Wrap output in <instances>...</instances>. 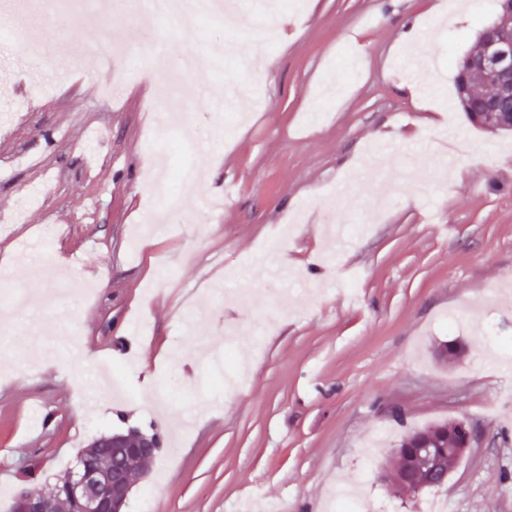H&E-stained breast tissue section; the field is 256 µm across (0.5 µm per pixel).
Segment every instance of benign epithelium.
Here are the masks:
<instances>
[{
    "instance_id": "1",
    "label": "benign epithelium",
    "mask_w": 512,
    "mask_h": 512,
    "mask_svg": "<svg viewBox=\"0 0 512 512\" xmlns=\"http://www.w3.org/2000/svg\"><path fill=\"white\" fill-rule=\"evenodd\" d=\"M482 53L477 66L485 83L494 94L483 100L485 125L492 131L512 128V0H503L502 11L492 27L479 35ZM109 443L114 448H131L133 456L141 458L144 467L153 464L154 449L161 447L160 436L136 428L104 434L90 447ZM131 478L121 469L108 475L99 474L86 466L70 471L63 480L66 499L72 512H124ZM14 512H57L53 495L37 496L22 489L15 499Z\"/></svg>"
}]
</instances>
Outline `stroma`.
<instances>
[{
    "mask_svg": "<svg viewBox=\"0 0 512 512\" xmlns=\"http://www.w3.org/2000/svg\"><path fill=\"white\" fill-rule=\"evenodd\" d=\"M236 0L281 32L265 75L180 71L226 39L115 13L52 12L0 38L26 60L64 32L101 66L46 83L41 63L0 93V276L29 289L38 252L56 305L0 293V512L54 485L101 433H158L160 455L125 512H327L336 482L374 512H512V363L484 351L492 287L512 278V131L453 108L455 64L498 0ZM417 26L421 64L402 66ZM144 67L132 81V59ZM178 73L190 123L160 125L158 72ZM206 173L193 202L156 195L160 168ZM363 232L326 264L324 225ZM163 272L174 282L151 283ZM462 313L456 329L443 320ZM258 327L235 362L203 342ZM464 351L452 364L435 351ZM460 419L479 439L445 487L394 497L380 475L404 432Z\"/></svg>",
    "mask_w": 512,
    "mask_h": 512,
    "instance_id": "obj_1",
    "label": "stroma"
}]
</instances>
